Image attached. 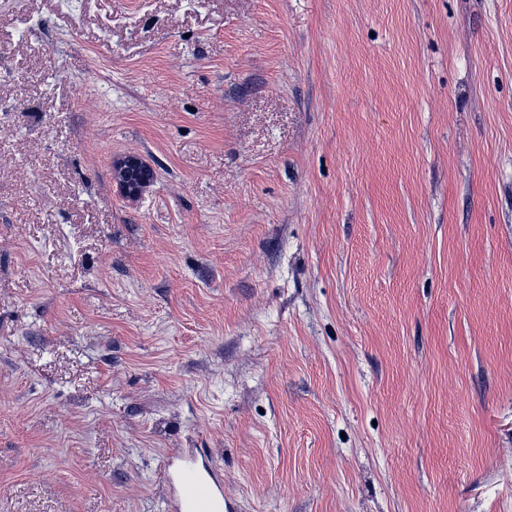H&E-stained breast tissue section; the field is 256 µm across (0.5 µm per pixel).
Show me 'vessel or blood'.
<instances>
[{
  "label": "vessel or blood",
  "mask_w": 512,
  "mask_h": 512,
  "mask_svg": "<svg viewBox=\"0 0 512 512\" xmlns=\"http://www.w3.org/2000/svg\"><path fill=\"white\" fill-rule=\"evenodd\" d=\"M176 470L165 471L172 512H224V474L205 452L179 458Z\"/></svg>",
  "instance_id": "1"
}]
</instances>
